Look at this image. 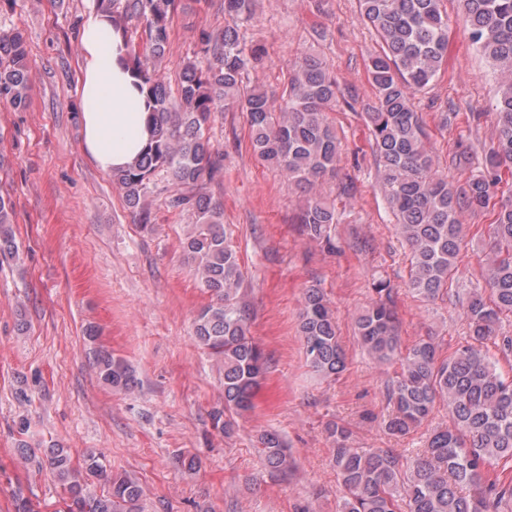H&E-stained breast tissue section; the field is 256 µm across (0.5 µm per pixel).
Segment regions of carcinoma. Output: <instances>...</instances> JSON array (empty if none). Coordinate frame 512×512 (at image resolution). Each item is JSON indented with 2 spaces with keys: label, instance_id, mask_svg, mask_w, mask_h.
Instances as JSON below:
<instances>
[{
  "label": "carcinoma",
  "instance_id": "obj_1",
  "mask_svg": "<svg viewBox=\"0 0 512 512\" xmlns=\"http://www.w3.org/2000/svg\"><path fill=\"white\" fill-rule=\"evenodd\" d=\"M441 0H359L363 20L378 34L381 48L368 64L373 99L366 106L376 179L397 226L411 248L408 290L424 302L448 296L463 248V209L493 213L485 286L461 302L467 326L464 344L443 357L427 337L402 347L399 317L390 284H374L376 298L355 318L361 344L381 363L397 361L400 372L389 384L392 414L385 429L404 436L448 409V424L435 427L425 448L408 462L393 448L358 450L349 446L348 429L332 422L327 433L335 444L339 512H503L512 504V481L491 475V468L512 463V378L504 375L488 351L499 341L512 351V336L500 335L503 317L512 315V202H493L499 170L512 165V0H462L471 42L495 67L500 83L496 103L497 143L485 153L483 168L462 185L448 184L434 169L421 117L413 107L416 93L438 75L448 58V16ZM178 0H96L121 32L127 62L145 87L150 141L140 159L113 171V182L126 206L139 216L143 230L153 228L146 200L155 178L165 173L173 185L167 208L192 219L183 242L187 260L211 301L194 319L199 346L224 368V410L212 415L224 432L228 412L254 409L268 361L249 331V313L239 302L243 274L224 230V208L212 195L224 181V153L207 134L217 112L247 115L251 146L259 160L309 194L300 214L306 237L332 247L329 228L336 208L316 183L336 173L339 141L326 112L337 98L330 64L315 55L302 57L290 71L280 98L244 82L262 63L265 47L241 33L253 17L254 0H223L224 28L201 31L199 50L182 65L178 102L156 71L169 45V24ZM126 20L142 31V46L128 36ZM30 60L23 34L0 28V98L24 109L29 101ZM11 203L0 197V255L18 256L12 234ZM299 331L306 362L332 378L345 368L336 317L322 289L303 294ZM100 380L115 391L135 388L129 366L99 349ZM262 465L288 473L293 467L280 435L259 437ZM50 470L62 495L56 512H139L140 485L108 469L104 458L90 455L84 469L73 468L64 448L46 449ZM103 482L96 493L85 476Z\"/></svg>",
  "mask_w": 512,
  "mask_h": 512
}]
</instances>
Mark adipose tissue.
<instances>
[{
  "label": "adipose tissue",
  "instance_id": "ef3b65f1",
  "mask_svg": "<svg viewBox=\"0 0 512 512\" xmlns=\"http://www.w3.org/2000/svg\"><path fill=\"white\" fill-rule=\"evenodd\" d=\"M123 41L97 10L86 12L80 35L79 80L83 145L105 172L131 164L146 144V100L121 58Z\"/></svg>",
  "mask_w": 512,
  "mask_h": 512
}]
</instances>
